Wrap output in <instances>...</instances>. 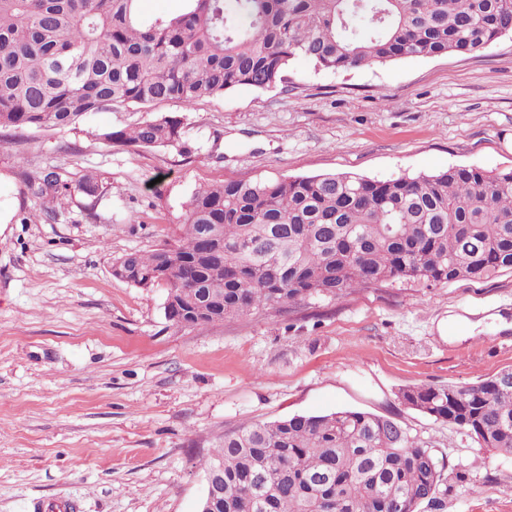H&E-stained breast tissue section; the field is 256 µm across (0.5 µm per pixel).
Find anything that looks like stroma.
Masks as SVG:
<instances>
[{"label":"stroma","mask_w":512,"mask_h":512,"mask_svg":"<svg viewBox=\"0 0 512 512\" xmlns=\"http://www.w3.org/2000/svg\"><path fill=\"white\" fill-rule=\"evenodd\" d=\"M160 115L182 118L191 155L95 135ZM453 165L512 168L510 34L472 55L338 72L299 60L266 90L0 129V512L58 496L79 512H198L203 464L225 432L339 409L447 441L462 475L447 512H512V456L397 399L410 385L465 386L512 366V271L396 282L203 329L166 318V288L112 275L115 259L174 239L202 186ZM46 169L73 186L52 216L27 183ZM90 173L109 186L102 198L76 189Z\"/></svg>","instance_id":"1"}]
</instances>
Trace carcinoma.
I'll list each match as a JSON object with an SVG mask.
<instances>
[{
    "label": "carcinoma",
    "instance_id": "1",
    "mask_svg": "<svg viewBox=\"0 0 512 512\" xmlns=\"http://www.w3.org/2000/svg\"><path fill=\"white\" fill-rule=\"evenodd\" d=\"M146 16L141 0H0V129H63L127 105L186 106L240 86L286 82L298 59L347 71L473 54L512 34V0H184ZM109 144L193 152L178 116ZM34 193L71 194L46 170ZM512 271V169L475 165L373 180L351 173L196 189L179 239L129 252L112 275L167 288L169 321L203 328L264 308L342 299L388 282H486ZM407 409L512 455V368L468 386H407ZM447 444L400 421L342 409L224 434L217 512H445L463 475Z\"/></svg>",
    "mask_w": 512,
    "mask_h": 512
}]
</instances>
